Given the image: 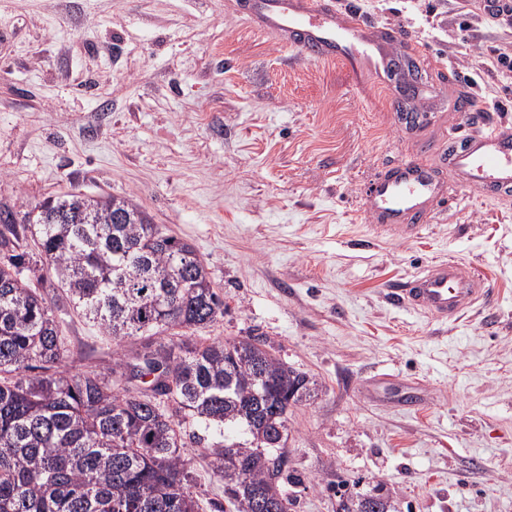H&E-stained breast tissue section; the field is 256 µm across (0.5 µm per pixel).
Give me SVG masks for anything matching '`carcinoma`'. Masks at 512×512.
Wrapping results in <instances>:
<instances>
[{
    "instance_id": "cac0c4a2",
    "label": "carcinoma",
    "mask_w": 512,
    "mask_h": 512,
    "mask_svg": "<svg viewBox=\"0 0 512 512\" xmlns=\"http://www.w3.org/2000/svg\"><path fill=\"white\" fill-rule=\"evenodd\" d=\"M67 307L107 339H140L135 363L118 352L107 371L72 370L56 320ZM222 316L193 247L131 197L0 204V512H197L180 453L187 418L244 428L228 444L197 437L235 512H288L277 428L318 384L255 336L196 340Z\"/></svg>"
}]
</instances>
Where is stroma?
<instances>
[{
  "instance_id": "obj_1",
  "label": "stroma",
  "mask_w": 512,
  "mask_h": 512,
  "mask_svg": "<svg viewBox=\"0 0 512 512\" xmlns=\"http://www.w3.org/2000/svg\"><path fill=\"white\" fill-rule=\"evenodd\" d=\"M333 2L406 30L391 51L424 75L417 129L390 89L255 31L245 0H0V202L129 195L194 247L224 297L206 337H259L319 385L288 414V512H339L341 482L395 512H512V192L448 165L462 136L512 128V16ZM423 153L445 198L419 233L379 235L364 186ZM439 260L490 303L443 322L391 297ZM61 329L78 371L136 348L73 311ZM181 453L199 512H229L195 440Z\"/></svg>"
}]
</instances>
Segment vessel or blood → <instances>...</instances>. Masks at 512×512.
I'll use <instances>...</instances> for the list:
<instances>
[{"instance_id": "b4317fda", "label": "vessel or blood", "mask_w": 512, "mask_h": 512, "mask_svg": "<svg viewBox=\"0 0 512 512\" xmlns=\"http://www.w3.org/2000/svg\"><path fill=\"white\" fill-rule=\"evenodd\" d=\"M248 17L257 29L316 59H335L349 71L356 87L386 85L388 39L360 14L340 11L327 0H250ZM454 169L490 190L512 187V135L499 126L469 137L452 158ZM443 192L428 164L406 160L389 175L370 183L364 211L385 235H409L419 227L407 216L425 209ZM481 279L463 264L433 263L395 292L402 303L440 320H458L486 296Z\"/></svg>"}]
</instances>
